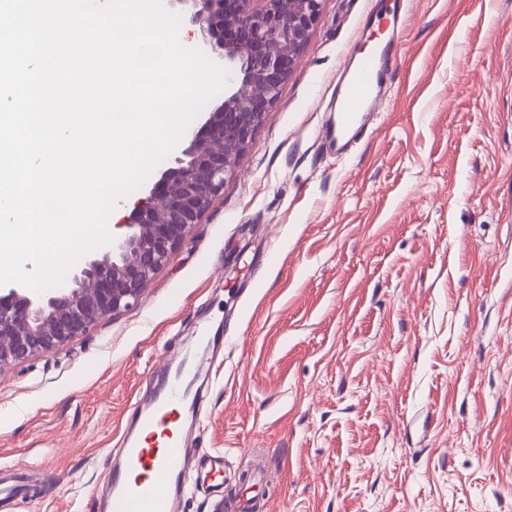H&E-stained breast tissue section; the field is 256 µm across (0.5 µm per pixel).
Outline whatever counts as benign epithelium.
<instances>
[{
  "label": "benign epithelium",
  "instance_id": "1",
  "mask_svg": "<svg viewBox=\"0 0 512 512\" xmlns=\"http://www.w3.org/2000/svg\"><path fill=\"white\" fill-rule=\"evenodd\" d=\"M187 8V22L229 71L224 100L188 135L175 165L125 216L127 232L87 261L71 285L34 300L0 287V371L84 335L135 303L190 228L224 190L252 143L295 56L309 41L321 0H166Z\"/></svg>",
  "mask_w": 512,
  "mask_h": 512
}]
</instances>
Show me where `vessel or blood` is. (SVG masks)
<instances>
[{"mask_svg":"<svg viewBox=\"0 0 512 512\" xmlns=\"http://www.w3.org/2000/svg\"><path fill=\"white\" fill-rule=\"evenodd\" d=\"M399 50L398 40L391 39L354 55L336 91L335 116L321 131L325 147L341 154L357 139L366 117L379 106L381 84ZM195 400L185 370L175 369L163 391L138 406L134 430L105 457L112 480L99 494L104 512H178L186 489L184 470L202 459L177 424Z\"/></svg>","mask_w":512,"mask_h":512,"instance_id":"obj_1","label":"vessel or blood"}]
</instances>
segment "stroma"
<instances>
[{
    "mask_svg": "<svg viewBox=\"0 0 512 512\" xmlns=\"http://www.w3.org/2000/svg\"><path fill=\"white\" fill-rule=\"evenodd\" d=\"M393 0H322L223 192L130 308L0 371L11 512H101L104 451L187 359L224 454L179 512L263 470L264 512H512V0H405L380 110L317 133ZM216 345L187 352L201 327Z\"/></svg>",
    "mask_w": 512,
    "mask_h": 512,
    "instance_id": "stroma-1",
    "label": "stroma"
}]
</instances>
